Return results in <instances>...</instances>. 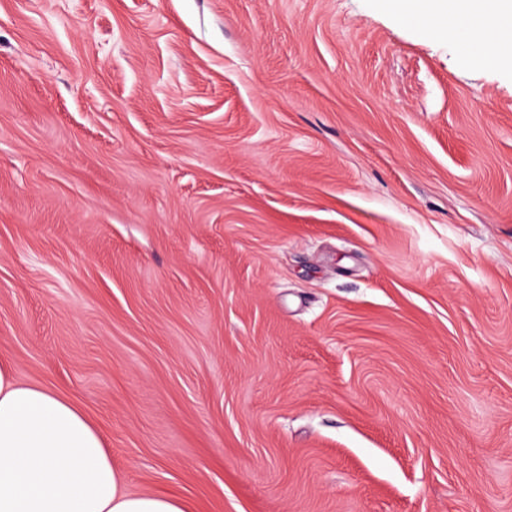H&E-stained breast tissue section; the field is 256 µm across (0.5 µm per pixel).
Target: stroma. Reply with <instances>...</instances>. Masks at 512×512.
<instances>
[{
  "label": "stroma",
  "instance_id": "1",
  "mask_svg": "<svg viewBox=\"0 0 512 512\" xmlns=\"http://www.w3.org/2000/svg\"><path fill=\"white\" fill-rule=\"evenodd\" d=\"M0 357L190 512H512V70L385 0H0Z\"/></svg>",
  "mask_w": 512,
  "mask_h": 512
}]
</instances>
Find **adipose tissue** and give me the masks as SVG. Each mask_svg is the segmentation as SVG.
Instances as JSON below:
<instances>
[{"mask_svg":"<svg viewBox=\"0 0 512 512\" xmlns=\"http://www.w3.org/2000/svg\"><path fill=\"white\" fill-rule=\"evenodd\" d=\"M422 9L428 33L455 41L474 16L483 25L469 37L485 46L479 62L512 67V0H397L406 14ZM0 512H189L186 499L136 495L123 489L105 436L72 402L21 383L0 358Z\"/></svg>","mask_w":512,"mask_h":512,"instance_id":"ef3b65f1","label":"adipose tissue"}]
</instances>
